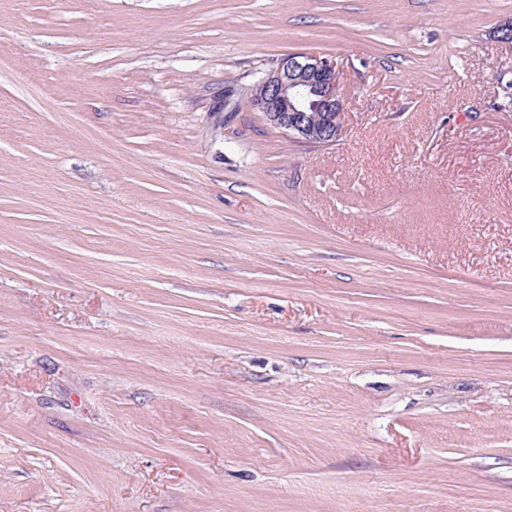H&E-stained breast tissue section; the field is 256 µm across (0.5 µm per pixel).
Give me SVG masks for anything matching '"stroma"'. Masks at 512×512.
I'll list each match as a JSON object with an SVG mask.
<instances>
[{
    "label": "stroma",
    "mask_w": 512,
    "mask_h": 512,
    "mask_svg": "<svg viewBox=\"0 0 512 512\" xmlns=\"http://www.w3.org/2000/svg\"><path fill=\"white\" fill-rule=\"evenodd\" d=\"M509 17L0 0V512H512ZM338 75L334 61L315 52L295 53L262 76L248 98L290 141L335 145L344 115Z\"/></svg>",
    "instance_id": "stroma-1"
}]
</instances>
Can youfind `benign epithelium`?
<instances>
[{"label": "benign epithelium", "instance_id": "1", "mask_svg": "<svg viewBox=\"0 0 512 512\" xmlns=\"http://www.w3.org/2000/svg\"><path fill=\"white\" fill-rule=\"evenodd\" d=\"M249 99L292 142L327 146L342 135L344 103L336 63L315 52L284 58L251 88Z\"/></svg>", "mask_w": 512, "mask_h": 512}]
</instances>
